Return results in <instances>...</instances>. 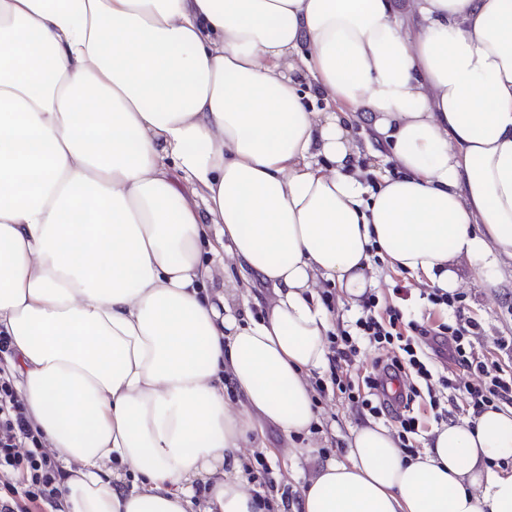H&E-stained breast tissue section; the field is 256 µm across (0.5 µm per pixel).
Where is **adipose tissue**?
Instances as JSON below:
<instances>
[{
	"label": "adipose tissue",
	"instance_id": "ef3b65f1",
	"mask_svg": "<svg viewBox=\"0 0 512 512\" xmlns=\"http://www.w3.org/2000/svg\"><path fill=\"white\" fill-rule=\"evenodd\" d=\"M375 254L447 292L512 263V0H0V332L61 512H512V407L243 482L263 423L310 434L319 291ZM243 447L244 448H241L240 456L243 455L249 461L250 465H258L264 474H268L269 469L263 457L257 454L254 459V453H261L265 457L268 466L270 467L271 473L269 474V477L273 481H269L271 489H274V479L276 481V478L280 475L283 478H288V493L289 495H294L295 489H297L299 483L302 482L303 477L309 475L310 463H308L304 458L293 460L288 457H278L273 459L259 451L255 448L257 446L251 443L245 444Z\"/></svg>",
	"mask_w": 512,
	"mask_h": 512
}]
</instances>
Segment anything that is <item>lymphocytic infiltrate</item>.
<instances>
[{"label": "lymphocytic infiltrate", "instance_id": "1", "mask_svg": "<svg viewBox=\"0 0 512 512\" xmlns=\"http://www.w3.org/2000/svg\"><path fill=\"white\" fill-rule=\"evenodd\" d=\"M355 326V331L341 328L330 335V375L316 380L315 389L321 394L338 390L357 413L390 417L407 435L419 429L410 411L414 402H422L434 421L446 417L437 393L441 387L462 393L476 415L490 404L512 403V373L476 353L477 325L464 314L452 324L408 320L398 306L369 294ZM362 341L378 351L379 374L358 384L350 366ZM443 358L473 371V379L440 375L436 362ZM60 479L54 455L33 432L10 374L0 367V512H44L45 506H57Z\"/></svg>", "mask_w": 512, "mask_h": 512}]
</instances>
